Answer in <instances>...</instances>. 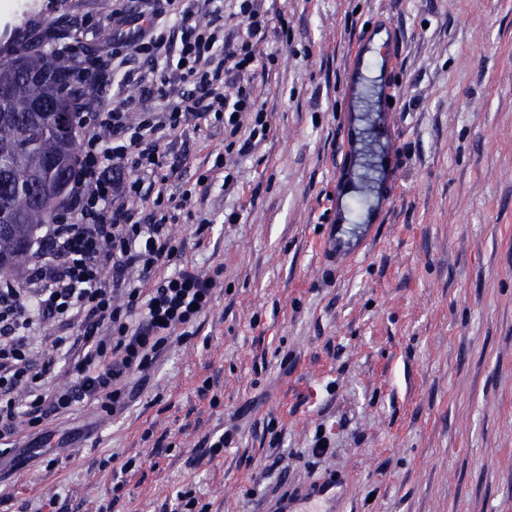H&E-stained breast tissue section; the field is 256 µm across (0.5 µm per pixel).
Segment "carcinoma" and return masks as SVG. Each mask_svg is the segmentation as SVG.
<instances>
[{
    "instance_id": "1",
    "label": "carcinoma",
    "mask_w": 512,
    "mask_h": 512,
    "mask_svg": "<svg viewBox=\"0 0 512 512\" xmlns=\"http://www.w3.org/2000/svg\"><path fill=\"white\" fill-rule=\"evenodd\" d=\"M88 74L72 68L61 53L44 48L13 46L0 48V88L7 90L0 99V113L10 119L0 122V168L10 175L0 178V209L15 218L11 231L0 235V257L18 267L28 256L34 231L51 223L54 211L38 201L51 175L49 159L65 153L70 157L67 176H72L77 159V133L60 134L33 109L61 108L78 113L94 102L81 94Z\"/></svg>"
}]
</instances>
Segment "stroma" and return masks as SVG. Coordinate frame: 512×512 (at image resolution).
<instances>
[{
  "mask_svg": "<svg viewBox=\"0 0 512 512\" xmlns=\"http://www.w3.org/2000/svg\"><path fill=\"white\" fill-rule=\"evenodd\" d=\"M265 6L288 23L254 75L268 140L235 158L231 188L198 182L224 152L222 125L163 147L169 193L195 201L169 231L183 261L223 266V288L194 338L127 378L121 414L74 407L44 421L36 456H0V512H173L188 487L208 512H255L328 471L349 512H512V0ZM112 9L0 0V44L37 35L94 62ZM369 28L399 44L395 91L359 114L344 89ZM146 66L132 55L104 80L92 65L89 85L120 101ZM349 174L381 228L332 267L322 250ZM227 430L223 457L203 456ZM319 433L331 449L316 459ZM131 457L138 470L121 473Z\"/></svg>",
  "mask_w": 512,
  "mask_h": 512,
  "instance_id": "1",
  "label": "stroma"
}]
</instances>
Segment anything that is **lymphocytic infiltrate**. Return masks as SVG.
Wrapping results in <instances>:
<instances>
[{"label":"lymphocytic infiltrate","instance_id":"lymphocytic-infiltrate-1","mask_svg":"<svg viewBox=\"0 0 512 512\" xmlns=\"http://www.w3.org/2000/svg\"><path fill=\"white\" fill-rule=\"evenodd\" d=\"M156 2L133 16L112 11L113 68L129 53L149 63L135 79L137 111L124 102L81 113L70 201L47 226L23 280L0 278V441L15 435L22 415L35 429L78 404L119 413L126 375L151 369L172 341L191 339L212 303L216 275L161 271L181 254L168 226L191 199L169 198L161 146L208 118L224 124L225 153L243 156L267 139L268 109L253 76L272 19L262 0H235L242 31L231 35L223 7L207 9L200 22L190 0ZM175 32L176 66L159 68ZM128 167L135 179L122 177ZM147 183L155 194L144 193ZM143 207L152 223H142ZM48 319L77 326L78 336L42 335ZM42 346L64 356L74 386L45 391L34 361Z\"/></svg>","mask_w":512,"mask_h":512}]
</instances>
